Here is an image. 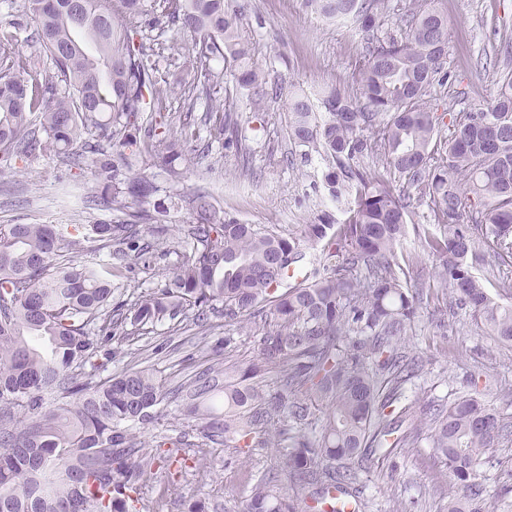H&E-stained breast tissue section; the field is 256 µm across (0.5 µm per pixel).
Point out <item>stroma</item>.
<instances>
[{"instance_id":"1","label":"stroma","mask_w":512,"mask_h":512,"mask_svg":"<svg viewBox=\"0 0 512 512\" xmlns=\"http://www.w3.org/2000/svg\"><path fill=\"white\" fill-rule=\"evenodd\" d=\"M443 8L448 80L432 87L429 101L444 118L486 105L495 93L497 73L512 70V53L502 51L504 42H512V0H445ZM1 22L12 25L20 52L35 63V74L51 69L50 59L32 39L28 0H0ZM240 30L251 45L253 63L269 80L284 79L307 90L326 84L357 90L367 37L354 20H327L305 0H249ZM207 109V101L198 100L190 143L194 162L181 179L160 169L149 171L157 188L152 201L166 207L161 218L165 230L142 231L145 258L128 279H114L113 301L128 303L134 289L160 287L168 268L180 261L193 223L185 198L194 190L209 191L217 206L240 222L287 234L300 233L321 212L343 215L323 191L326 165L320 156L304 161L292 154L284 102L257 105L244 95L234 101L232 110L250 147L245 159L215 141L203 121ZM102 187L92 167L70 164L53 153L13 159L0 167V225L54 224L70 240L78 225L121 222L122 213L100 204ZM227 336L232 344L217 348L218 339ZM110 349L106 375L146 368L167 390L189 385L207 369L243 368L259 359L250 330L220 314L202 325L175 319L133 329L112 341ZM409 352L423 365L400 400L413 415L429 403L472 394L512 424V346L490 336L468 313L449 315L440 289H431L426 309L415 320ZM185 409L182 401L166 405L157 421L138 431L149 452L160 454L161 444L173 443L188 458L186 466H172L170 477L145 480V505L150 512H190L201 501L208 512H243L255 478L281 467L283 446L257 447L246 454L229 444L202 447L198 431L187 425ZM413 415L402 426L408 445L369 455L356 465L365 512H446L448 472L434 456L432 424ZM478 470L492 512H512V439L483 459Z\"/></svg>"}]
</instances>
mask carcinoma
Masks as SVG:
<instances>
[{"instance_id":"obj_1","label":"carcinoma","mask_w":512,"mask_h":512,"mask_svg":"<svg viewBox=\"0 0 512 512\" xmlns=\"http://www.w3.org/2000/svg\"><path fill=\"white\" fill-rule=\"evenodd\" d=\"M28 2L34 38L54 70L32 77L11 26L0 24V160L40 149L79 163L84 135L97 132L112 150V158L90 162L104 177L101 200L129 220L84 224L83 240L124 245L123 255L139 260L141 225L158 222L166 208H142L156 187L145 173H130L128 156L143 154L180 177L191 160L188 117L198 99L222 88L223 107L206 117L214 137L240 151L245 138L227 110L230 89L275 102L283 87L249 64L239 29L246 5L237 0ZM307 3L327 19L354 17L370 32L384 0ZM407 24L404 37L371 44L359 61L358 92L324 86L288 97L290 144L306 161L323 157L324 191L346 211L341 223L325 211L305 225L304 238L323 244V271L289 282L304 259L300 239L240 222L205 190L188 198L190 249L164 284L115 307L112 278L121 271L112 260L67 257L52 224L0 228V512H143L140 482L155 457L139 448L134 429L157 420L179 392L165 391L146 369L99 378L92 359L129 325L199 324L220 307L228 321L250 324L266 311L272 321L257 337L259 363L224 372V413L202 405L219 387L204 374L188 387L187 418L211 442L249 448L255 439H289L283 466L256 480L244 512H302L311 485L319 486L312 502L339 494L331 512H362L349 493L352 464L393 433L385 409L419 372L406 339L426 282L398 255L411 187L429 197L439 222L434 232L418 231L423 255L436 264L432 287L448 290L457 307L512 345V293L494 300L474 273L482 260L476 234L486 252L512 263V70L499 73L486 105L454 116L444 136L427 100L448 53L440 0H414ZM169 26L190 42H143L146 30ZM162 63L186 78V120L174 134L161 119L140 139L143 114L161 113L169 101ZM364 159L384 173L363 167ZM391 177L407 188L395 190ZM471 207L482 215L476 226L466 220ZM271 369L281 382L273 393L255 381ZM432 424L436 457L450 477L448 512H488L478 464L507 426L473 396L435 409Z\"/></svg>"}]
</instances>
